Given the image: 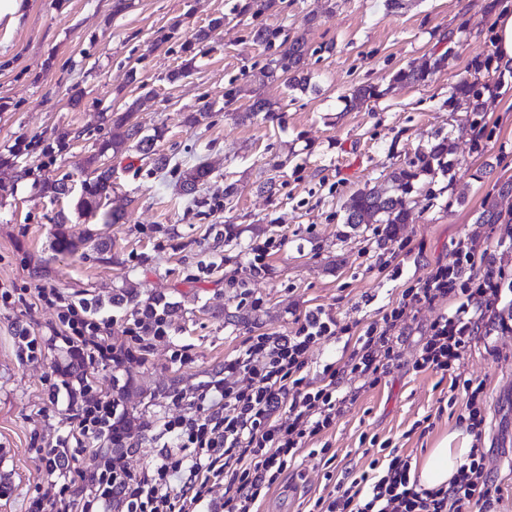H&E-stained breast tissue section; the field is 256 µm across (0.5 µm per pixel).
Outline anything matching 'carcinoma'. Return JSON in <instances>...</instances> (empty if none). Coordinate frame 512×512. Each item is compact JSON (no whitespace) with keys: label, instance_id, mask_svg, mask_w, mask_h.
<instances>
[{"label":"carcinoma","instance_id":"cac0c4a2","mask_svg":"<svg viewBox=\"0 0 512 512\" xmlns=\"http://www.w3.org/2000/svg\"><path fill=\"white\" fill-rule=\"evenodd\" d=\"M276 6V0H246L240 6V12L252 13L258 16ZM252 42L267 49L279 44L278 54L270 58L258 72L253 74L254 80L266 82H282L290 91L304 92L310 84V75L306 73L305 61L309 46L305 34L282 35L281 29L266 25H256L250 30ZM448 62V53L432 56L419 66L409 65L397 70L391 78L394 85H425L433 76L442 70ZM482 92L478 88V77L463 75L453 86L448 97V107L456 109L460 103H465L473 112L480 111ZM135 105L131 104L123 112H112V128L124 129L121 134L112 135L100 147L99 154L112 152L116 155L127 150H135L152 159L154 167L165 169L170 158L159 150V143L165 137L164 129L153 128L150 135L142 134V124L132 121ZM263 115L267 121L282 122L284 112L278 103L258 97L238 115L242 122L251 121L258 115ZM453 145L447 138H437L421 148L415 158L407 164L392 169L387 175L386 184L364 187L354 193L344 204L345 223L356 229L379 224L383 226L384 237L391 239L400 224L408 222L409 200L415 191L420 176H448V182H453L451 171L455 166L452 159ZM211 168L203 163L186 167L181 173V188L185 195L197 199L199 189L205 185L211 176ZM112 192V170H93V177L82 184L81 198L76 202V209L83 216L92 215L99 209L102 200ZM477 224H512V216L506 217L499 208L496 198L485 199L476 217ZM118 300L132 307L137 315V323L141 325L145 335L153 333V329L167 322L176 314V309L168 304H160L150 299H140L139 292L133 288H125L118 294Z\"/></svg>","mask_w":512,"mask_h":512}]
</instances>
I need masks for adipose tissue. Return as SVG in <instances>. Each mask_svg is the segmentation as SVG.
<instances>
[{
  "label": "adipose tissue",
  "mask_w": 512,
  "mask_h": 512,
  "mask_svg": "<svg viewBox=\"0 0 512 512\" xmlns=\"http://www.w3.org/2000/svg\"><path fill=\"white\" fill-rule=\"evenodd\" d=\"M474 437L467 430L456 429L439 439L412 470L424 488L448 487L469 454Z\"/></svg>",
  "instance_id": "obj_1"
}]
</instances>
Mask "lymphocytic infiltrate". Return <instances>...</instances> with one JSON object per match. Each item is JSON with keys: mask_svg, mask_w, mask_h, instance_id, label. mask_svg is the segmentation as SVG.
<instances>
[{"mask_svg": "<svg viewBox=\"0 0 512 512\" xmlns=\"http://www.w3.org/2000/svg\"><path fill=\"white\" fill-rule=\"evenodd\" d=\"M452 264L436 265L414 287L405 289L359 336L348 358L310 376V350L337 335L333 315L322 309L297 319L286 336L263 333L234 358L223 375L188 397L190 413L167 417L156 436L162 451L151 470L127 467L98 475L91 495L77 492L85 472L80 463L95 449L114 447L113 428L122 412L117 399L101 394L94 375L113 364L111 319L59 289L41 285L38 300L57 309L54 335L78 353L85 377L75 384L47 379L50 405H77L74 421L58 447L41 456L48 470L62 472L58 512H93L112 499L113 486L124 489L126 512H198L210 484L223 480L224 512H255V506L294 464L308 441L329 428L357 398L352 381L375 385L396 358L409 313L450 298L454 308L434 319L419 348L414 371H448L471 349L492 320L494 307L512 295V277L477 265L478 246L457 242ZM407 456L391 450L374 474L337 481L328 497L317 498L315 512H462L469 503L493 512L498 488L486 465V450L471 448L448 488L425 489L412 480Z\"/></svg>", "mask_w": 512, "mask_h": 512, "instance_id": "obj_1", "label": "lymphocytic infiltrate"}]
</instances>
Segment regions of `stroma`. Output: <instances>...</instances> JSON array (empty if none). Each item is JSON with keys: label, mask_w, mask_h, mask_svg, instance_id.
<instances>
[{"label": "stroma", "mask_w": 512, "mask_h": 512, "mask_svg": "<svg viewBox=\"0 0 512 512\" xmlns=\"http://www.w3.org/2000/svg\"><path fill=\"white\" fill-rule=\"evenodd\" d=\"M242 0H21L15 27L0 22V155L15 140L26 150L0 167V285L22 287L21 300L0 305V512H29L34 496L53 500L59 474L46 469L42 447L55 444L71 423L53 409L44 380L68 367L63 343L20 359L16 325L46 336L56 316L37 304L33 286L52 285L112 319V342L133 346L119 373L96 379L111 391L113 378H134L155 401L124 402L134 446L124 457L145 471L159 454L154 435L165 416L181 414L174 392L188 393L221 372L250 337L289 334L306 311L330 310L339 337L313 348L311 375L347 359L358 336L402 291L439 263H452L456 243L477 236L496 265L512 275V236L505 225L479 224L485 198L512 180V67L495 48L494 11L512 0H277L261 17L239 13ZM222 19L205 43L193 33ZM305 33L310 46L305 92L281 82H251L272 52L253 45L255 23ZM448 65L424 86H391L392 74L433 54ZM189 76L169 81L185 60ZM478 70L483 111L449 110L459 77ZM371 84L379 99L349 106L353 87ZM284 107L283 123L240 122L254 96ZM136 105L144 128L165 130L162 149L174 164L155 170L135 151L99 154L112 136L103 111ZM208 114L198 124L189 115ZM455 144L452 177L424 179L411 196L408 223L394 239L344 222V203L359 189L383 181L435 137ZM482 151H475L474 142ZM112 171L114 190L90 216L74 209L92 167ZM207 162L209 181L198 201L181 189L182 167ZM276 182L266 192L267 179ZM67 194L47 192V185ZM234 185L232 201L224 188ZM120 211V223L108 222ZM66 215L58 224V215ZM232 224L237 239L225 241ZM92 237L108 245L61 253L57 233ZM262 256H255L256 247ZM260 269H253V262ZM133 286L142 298H163L178 313L161 338L132 342L134 318L113 298ZM453 306L445 300L407 317L398 357L380 381L362 390L336 423L302 452L257 504L258 512H309L330 490L326 473L368 471L379 449L396 448L419 462L435 441L460 428L467 395L451 373L417 372L410 365L430 322ZM230 312L241 321H227ZM492 335L479 339L459 363L464 377L484 387L482 446L499 488L497 512H512V307L502 304Z\"/></svg>", "instance_id": "1"}]
</instances>
